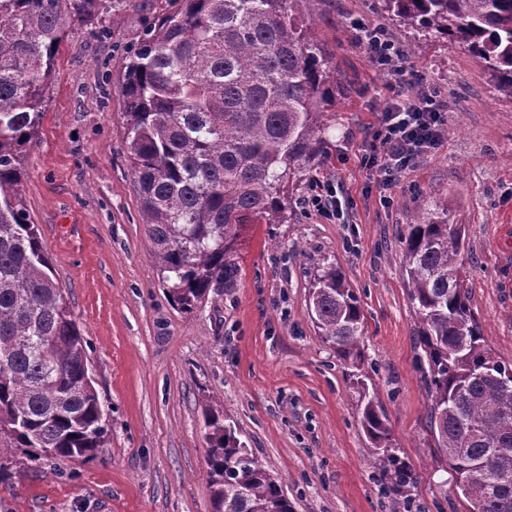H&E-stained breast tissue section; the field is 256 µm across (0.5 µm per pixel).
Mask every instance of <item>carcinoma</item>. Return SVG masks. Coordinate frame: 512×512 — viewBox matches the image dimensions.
Instances as JSON below:
<instances>
[{
	"label": "carcinoma",
	"instance_id": "obj_1",
	"mask_svg": "<svg viewBox=\"0 0 512 512\" xmlns=\"http://www.w3.org/2000/svg\"><path fill=\"white\" fill-rule=\"evenodd\" d=\"M124 72L129 161L152 257L190 313L236 271L246 224L288 221L290 187L326 144L340 74L295 16L300 0H168ZM399 24L463 45L512 100V0H383ZM129 0H0V434L30 461L94 458L107 416L84 383L88 341L23 198L24 148L37 136L68 29ZM417 317L430 432L466 512H512V366L486 348L469 308L466 225L419 214L403 252ZM309 302L336 358L362 360L361 304L342 270L317 264ZM360 423L399 492L419 475L387 453L391 428L362 391ZM211 512H294L275 478L207 407Z\"/></svg>",
	"mask_w": 512,
	"mask_h": 512
}]
</instances>
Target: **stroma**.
Here are the masks:
<instances>
[{
  "mask_svg": "<svg viewBox=\"0 0 512 512\" xmlns=\"http://www.w3.org/2000/svg\"><path fill=\"white\" fill-rule=\"evenodd\" d=\"M168 8L131 0L114 16L73 23L56 57L23 197L90 344L108 441L96 459L39 468L26 449H12L0 466V512H211L203 411L212 400L294 512H396L402 502L409 512H464L451 471L436 462L401 256L417 214L445 209L466 225L470 308L487 348L512 364V100L466 49L399 26L382 0H300L299 22L343 77L324 153L296 187L290 221L245 225L232 280L186 313L147 251L122 114L127 53ZM355 18L403 45L458 125L387 190L359 149L397 79L371 65ZM329 181L350 202L347 223L308 205ZM319 258L341 267L362 306L365 385L313 323ZM365 389L389 420V453L420 476L406 494L392 492L361 427Z\"/></svg>",
  "mask_w": 512,
  "mask_h": 512,
  "instance_id": "stroma-1",
  "label": "stroma"
}]
</instances>
